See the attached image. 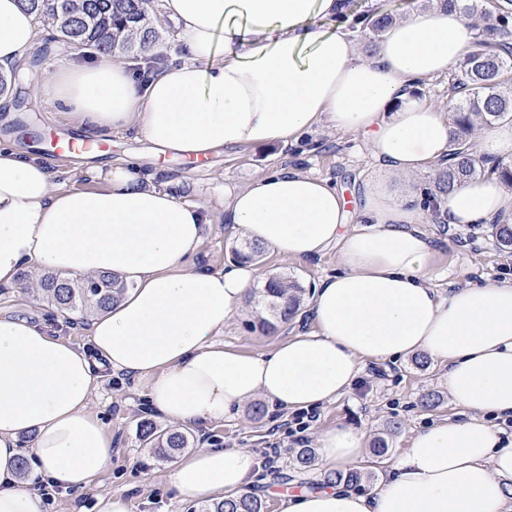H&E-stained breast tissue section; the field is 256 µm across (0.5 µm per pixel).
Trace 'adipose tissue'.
Returning a JSON list of instances; mask_svg holds the SVG:
<instances>
[{"instance_id": "adipose-tissue-1", "label": "adipose tissue", "mask_w": 512, "mask_h": 512, "mask_svg": "<svg viewBox=\"0 0 512 512\" xmlns=\"http://www.w3.org/2000/svg\"><path fill=\"white\" fill-rule=\"evenodd\" d=\"M160 16L180 31V63L144 80L109 56L68 63L36 94L92 136L133 132L184 157L290 144L326 125L361 137L378 174L353 213L336 184L290 166L224 190L213 209L180 201L174 183L154 184L129 165L91 169L96 187L70 189L0 143V285L14 286L25 267L109 273L127 285L90 317L84 346L0 313V512H42L41 496L19 477L22 454L41 481L67 491L109 469L112 437L90 408L100 363L147 381L155 415L193 425L257 399L313 409L351 391L363 362L409 355L446 366L464 417L417 432L374 495L329 486L284 500L281 512H512V437L496 424L512 415V281L440 295L429 274L433 239L421 229L424 198L408 185L452 149L449 118L416 85L453 69L474 28L438 5L410 11L365 57L346 0H161ZM40 34L24 0H0L1 77L25 63ZM434 206L455 229L512 222V192L495 176ZM216 222L291 260L337 248L340 270L308 302L311 330L266 351L222 342L263 275L252 262L218 272L187 266ZM316 446L324 468L345 470L364 461L368 440L339 425ZM263 474L246 449L196 448L174 461L168 481L177 495L213 501L250 493Z\"/></svg>"}]
</instances>
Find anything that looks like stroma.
Masks as SVG:
<instances>
[{
  "label": "stroma",
  "instance_id": "1",
  "mask_svg": "<svg viewBox=\"0 0 512 512\" xmlns=\"http://www.w3.org/2000/svg\"><path fill=\"white\" fill-rule=\"evenodd\" d=\"M40 26L43 34L30 53L31 62L40 72H49L67 60H88L87 49L55 39L48 18H41ZM80 134V129L58 115L51 103L36 95L30 103H16L9 119L0 121V141L10 142L23 154L47 162L59 171L60 182L69 188L93 187V180L85 174L87 166L107 169L131 159L142 171L153 174L155 184L178 182L179 200L199 204L215 202L221 188L243 186L254 174L277 165L330 179L343 188L348 199L361 194L376 172L365 142L325 127L292 146L272 144L227 150L201 161L158 154L150 143L131 134L102 139L99 148L86 153L51 155L57 139ZM423 229L435 243L430 277L440 293L465 281L512 279V252L497 247L488 225L453 229L441 224L432 213ZM240 243L230 225H208L198 252L188 264L212 272L223 270ZM260 266L263 271L296 281L310 292L323 277L336 272L338 253L332 247L320 257L296 262L268 252ZM0 309L43 325L54 336L79 345L88 342L86 318L60 313L46 300L31 298L20 288L0 286ZM250 314V306H243L240 315L225 326L224 342L249 351H263L311 325L309 312L303 307L275 333L262 335L248 329ZM445 372L441 364L423 362L418 356L365 362L349 393L317 408V419L305 437L311 442L323 430L348 425L365 431L371 439L387 436L391 455H399L414 432L433 420L459 415V407L448 396ZM90 407L100 414L112 434V465L81 493L56 491L46 512H99V498L108 492L130 499L132 512H190L195 499L175 496L168 486L170 459L159 455L157 449L143 447L139 440L138 423L152 416L147 406L146 382L105 374ZM286 420L284 411L275 406L265 405L258 418L253 417L250 407L244 406L224 422L192 425L188 431L198 448H244L267 457L265 473L270 482L257 488L256 493L264 512H280L285 491L314 490L328 481V472L321 466H297L300 446L284 433Z\"/></svg>",
  "mask_w": 512,
  "mask_h": 512
}]
</instances>
